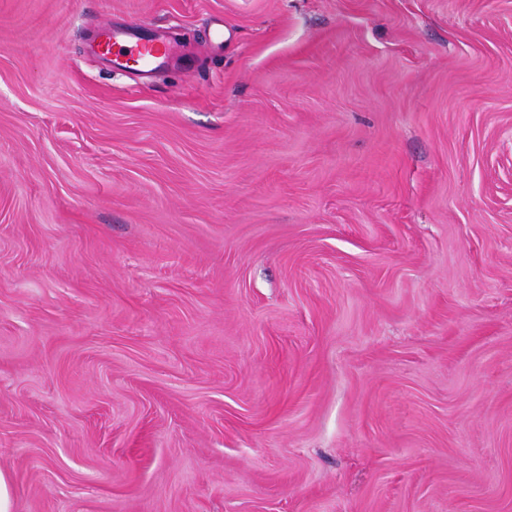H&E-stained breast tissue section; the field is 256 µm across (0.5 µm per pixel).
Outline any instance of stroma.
<instances>
[{"instance_id":"obj_1","label":"stroma","mask_w":512,"mask_h":512,"mask_svg":"<svg viewBox=\"0 0 512 512\" xmlns=\"http://www.w3.org/2000/svg\"><path fill=\"white\" fill-rule=\"evenodd\" d=\"M0 471L14 512H512V0H0ZM103 36L99 43L103 55H113L115 57L113 61L124 66L132 61L134 70L144 75L154 71L171 53V46L162 38L136 37L128 31L115 28L105 32Z\"/></svg>"}]
</instances>
